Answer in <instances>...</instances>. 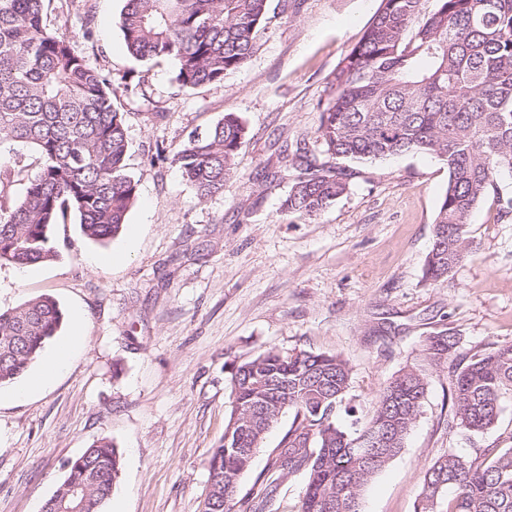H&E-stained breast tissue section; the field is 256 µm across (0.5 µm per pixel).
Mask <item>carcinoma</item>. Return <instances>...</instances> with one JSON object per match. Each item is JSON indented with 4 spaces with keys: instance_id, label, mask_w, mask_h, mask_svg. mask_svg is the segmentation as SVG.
<instances>
[{
    "instance_id": "carcinoma-1",
    "label": "carcinoma",
    "mask_w": 512,
    "mask_h": 512,
    "mask_svg": "<svg viewBox=\"0 0 512 512\" xmlns=\"http://www.w3.org/2000/svg\"><path fill=\"white\" fill-rule=\"evenodd\" d=\"M46 0H0V148L22 144L39 156L34 172L18 155L0 164V265L56 259L49 229L67 212L87 238L105 241L126 224L137 198L127 173L129 142L112 84L74 51L71 38L47 27ZM381 0L361 39L338 63L319 104L316 141L291 160L298 175L282 213L313 219L348 188L336 161L427 154L448 168L423 281L436 285L471 246L470 217L498 177L512 173V0ZM270 0H125L119 27L126 51L141 62L171 59L175 82L189 93L221 85L258 46ZM246 135L226 112L191 136L172 157L197 195L224 190ZM26 174L21 193L13 186ZM50 296L0 310V386L20 379L61 328ZM456 337L427 339L419 363L407 365L375 396L366 421L347 400L352 366L340 353L268 348L232 367L225 438L209 458L203 512H273L279 482L302 471L298 512H361L364 487L405 447L425 402L428 371L452 370L450 426L474 434L498 421L512 396V345L455 363ZM292 420L275 449L270 475L240 494L267 433ZM112 440H96L69 462L45 512H104L121 473ZM416 512H512V448L474 456L448 452L423 476Z\"/></svg>"
}]
</instances>
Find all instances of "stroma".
Segmentation results:
<instances>
[{
	"label": "stroma",
	"mask_w": 512,
	"mask_h": 512,
	"mask_svg": "<svg viewBox=\"0 0 512 512\" xmlns=\"http://www.w3.org/2000/svg\"><path fill=\"white\" fill-rule=\"evenodd\" d=\"M125 0H52V28L116 90L138 196L135 234L86 239L75 214L55 225L56 260L22 274L0 266V309L53 297L82 317L86 346L37 395L0 402V512H42L68 461L112 439L122 470L104 512H201L208 460L231 410L233 363L275 347L343 354L360 414L428 337L453 334L458 356L512 344V215L487 197L473 246L436 286L422 281L448 183L436 158L349 162V190L320 216L283 215L293 181L285 150L313 146L317 103L380 0L271 4L259 46L223 84L182 92L171 62L141 64L118 20ZM90 38H83V31ZM163 113L151 122L152 113ZM246 128L222 193L199 198L171 163L190 133L224 113ZM451 372L430 376L402 452L362 493V512H415L437 457L512 445V400L482 434L449 427Z\"/></svg>",
	"instance_id": "1"
}]
</instances>
